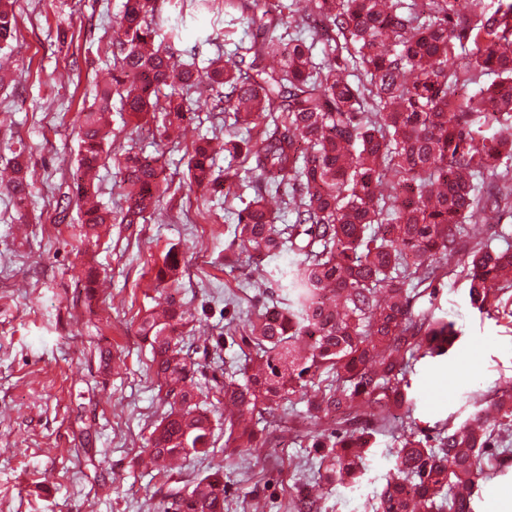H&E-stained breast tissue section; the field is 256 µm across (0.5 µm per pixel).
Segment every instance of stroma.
Listing matches in <instances>:
<instances>
[{
    "label": "stroma",
    "instance_id": "obj_1",
    "mask_svg": "<svg viewBox=\"0 0 512 512\" xmlns=\"http://www.w3.org/2000/svg\"><path fill=\"white\" fill-rule=\"evenodd\" d=\"M123 0H17L18 30L0 50L13 80L0 89V168L23 151L33 197L18 213L0 188V512H156L164 476L138 464L146 438L166 407L157 397L142 318L162 299L155 272L169 248L185 257L175 295L196 321V381L202 390L223 382L243 360L227 326L243 324L251 303L281 292L297 259L282 255L253 264L232 246L220 201L206 200L187 175L186 142L136 128L113 112L99 169L101 200L113 216L126 203L113 156L136 146L161 158L167 178L144 223L112 225L98 242L85 240L77 210L56 217V202L76 170L77 115L95 83L109 79L106 51ZM156 41L174 45L184 61L204 64L232 49L244 26L196 0H166ZM465 256L448 255L436 293H421L414 309L436 307L460 336L443 360L412 365L408 377L414 427L436 436L444 423L477 414L483 398L512 386V317L485 316L469 304L460 274ZM96 267V299L85 297ZM113 368L98 369L97 349ZM294 403L273 448H256L237 465L224 464V424L213 430L214 454L191 456L183 477L224 469V512H292L296 484L315 485L316 467L296 431L330 433L302 418ZM395 431L381 433L358 488L324 490L322 512H371L396 469Z\"/></svg>",
    "mask_w": 512,
    "mask_h": 512
}]
</instances>
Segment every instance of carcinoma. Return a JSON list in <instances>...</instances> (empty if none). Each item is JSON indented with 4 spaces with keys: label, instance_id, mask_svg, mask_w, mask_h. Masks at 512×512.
I'll list each match as a JSON object with an SVG mask.
<instances>
[{
    "label": "carcinoma",
    "instance_id": "1",
    "mask_svg": "<svg viewBox=\"0 0 512 512\" xmlns=\"http://www.w3.org/2000/svg\"><path fill=\"white\" fill-rule=\"evenodd\" d=\"M164 3L124 0L109 45L112 83L97 86L78 113L72 197L84 236L97 240L112 223L96 170L113 97L139 122L160 119L165 135L187 120L192 95L208 93L211 110L245 134L222 143L199 136L188 147L189 178L239 202L233 242L248 259L299 257L287 295L253 304L240 338L230 336L249 353L212 394L224 406V462L258 447L268 418L297 397L308 418L340 425L322 439L304 436L319 484L354 488L375 435L411 410L408 369L447 356L458 339L434 309L412 308L418 289L447 276L440 256L466 253L471 308L512 317V245L470 235L471 225L512 209V0L491 12L482 0H311L294 33L283 3L224 0L251 37L202 68L154 44ZM16 33L15 0H0V46ZM469 85L471 93H456ZM221 153L243 158L245 174L216 172ZM115 163L126 202L120 223L139 224L162 193L160 159L129 148ZM282 191L283 205L293 202L290 224L276 223L267 200ZM9 192L20 209L32 198L21 152ZM180 275L181 253L171 248L155 282L175 292ZM188 324L172 295L140 323L168 406L145 450L169 481L162 512H224V468L192 479L170 473L175 459L215 451L211 410L194 391V349L176 335ZM486 403L482 415L445 424L432 440L400 422L396 474L372 512H474L479 480L508 452L489 449L512 430V388ZM296 494L299 512H321V497L305 486Z\"/></svg>",
    "mask_w": 512,
    "mask_h": 512
}]
</instances>
